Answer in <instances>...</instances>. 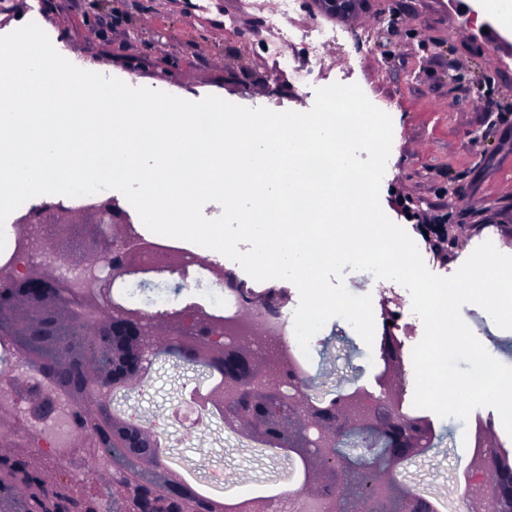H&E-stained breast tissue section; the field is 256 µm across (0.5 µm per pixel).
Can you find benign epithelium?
Listing matches in <instances>:
<instances>
[{"label":"benign epithelium","mask_w":512,"mask_h":512,"mask_svg":"<svg viewBox=\"0 0 512 512\" xmlns=\"http://www.w3.org/2000/svg\"><path fill=\"white\" fill-rule=\"evenodd\" d=\"M93 218V245L80 254L62 247ZM54 225L45 259L0 262V338L27 371L52 385L25 380L16 363L0 366V512H280L274 495L239 501L197 489L171 466L160 464L159 437L119 407L147 380L155 360L173 356L210 373L211 385L195 388L190 413H219L225 427L244 429L251 440L278 448L302 468L303 480L288 500L298 512H432L430 500L398 480L403 463L429 451L436 438L430 419L409 417L404 403L403 344L389 328L380 336L382 368L377 391L352 388L330 400L311 394L283 353L245 343L236 332L268 311L269 300L226 320L198 303L148 313L113 295L117 280L178 277L188 287L195 266L210 278L234 284L236 276L203 257L171 250L147 261L149 242L114 199L34 208L13 225L18 248L32 225ZM486 224H421L427 249L442 263L454 259ZM110 260L108 287L94 267ZM69 405L76 456L62 459L39 445L37 426ZM482 451L468 474L482 493L469 512H512V451L496 444L482 425Z\"/></svg>","instance_id":"benign-epithelium-1"}]
</instances>
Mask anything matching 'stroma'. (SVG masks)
<instances>
[{
	"instance_id": "35a3bbf8",
	"label": "stroma",
	"mask_w": 512,
	"mask_h": 512,
	"mask_svg": "<svg viewBox=\"0 0 512 512\" xmlns=\"http://www.w3.org/2000/svg\"><path fill=\"white\" fill-rule=\"evenodd\" d=\"M475 0H356L355 11H334L323 0H294L288 26L296 32L288 52L304 62L303 33L322 26L343 31L331 46V72L359 84L376 107L391 111L393 143L381 183L387 217L419 239V215L439 224H485L487 240L512 255L497 233L512 226V23L477 19ZM239 16L236 28L224 16ZM120 16L113 29L102 19ZM36 23L70 60L95 71L193 101L208 95L233 104L305 112L315 88L303 89L267 53L263 15L253 0H0V36ZM490 102V111L476 98ZM465 322L500 362L512 365V330L496 326L474 304ZM381 365L341 318L329 320L310 343L308 371L321 392L374 388ZM205 369L160 358L152 378L130 402L160 434L166 459L179 472L208 482L224 476L228 496L252 497L278 490L287 479L281 460L230 439L221 418L189 426L172 418L193 388L207 387ZM432 450L415 459L405 484L423 482L454 495L459 471L471 454L467 430L457 418L432 416Z\"/></svg>"
}]
</instances>
